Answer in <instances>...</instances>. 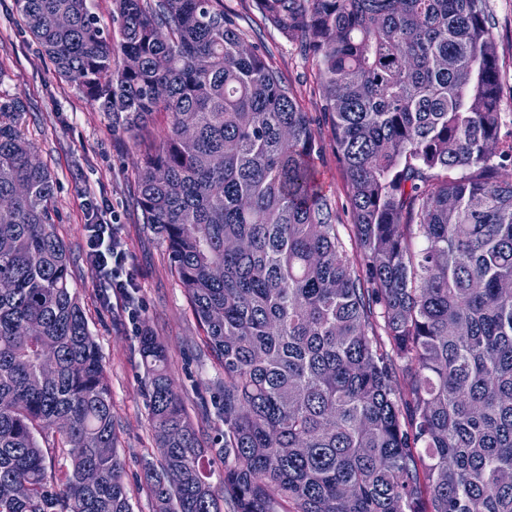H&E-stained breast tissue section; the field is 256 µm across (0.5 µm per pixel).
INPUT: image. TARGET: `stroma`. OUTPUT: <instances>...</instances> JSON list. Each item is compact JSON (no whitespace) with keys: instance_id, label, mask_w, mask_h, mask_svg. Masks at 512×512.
<instances>
[{"instance_id":"obj_1","label":"stroma","mask_w":512,"mask_h":512,"mask_svg":"<svg viewBox=\"0 0 512 512\" xmlns=\"http://www.w3.org/2000/svg\"><path fill=\"white\" fill-rule=\"evenodd\" d=\"M13 4L14 0H0V97L18 102V111L9 119L56 178L54 231L70 255L71 283L104 356L124 481L134 512H152L142 466L144 461L158 460L159 453L149 425L145 373L138 352L142 328H150L167 346L169 372L206 448L218 445L220 426L214 406L224 379L206 347L165 243L144 226L136 205L137 168L146 149L162 145L168 119L157 115L153 124L136 133L113 127L110 117L56 75L22 28ZM487 7L503 75L499 110L501 143L506 146L512 144V0H488ZM224 10L248 42L265 51L270 66L293 88L300 108L311 117L322 146L316 168L346 248L354 250L348 187L324 112L315 60L305 54L300 38L285 37L264 21L256 0H224ZM100 214L114 216L120 226L137 278V318H129L123 304L104 302L102 287L87 265V227Z\"/></svg>"}]
</instances>
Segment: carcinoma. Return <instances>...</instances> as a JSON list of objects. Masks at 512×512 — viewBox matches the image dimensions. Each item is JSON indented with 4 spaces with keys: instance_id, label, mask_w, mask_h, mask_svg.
I'll return each mask as SVG.
<instances>
[{
    "instance_id": "1",
    "label": "carcinoma",
    "mask_w": 512,
    "mask_h": 512,
    "mask_svg": "<svg viewBox=\"0 0 512 512\" xmlns=\"http://www.w3.org/2000/svg\"><path fill=\"white\" fill-rule=\"evenodd\" d=\"M256 2L316 60L353 257L311 118L260 47L240 51L223 0H112L110 30L88 0H14L112 125L171 118L136 202L224 371V444L201 446L141 330L153 512H512V146L486 0ZM33 155L1 120L0 512H133L55 181ZM52 425L60 487L37 437Z\"/></svg>"
}]
</instances>
